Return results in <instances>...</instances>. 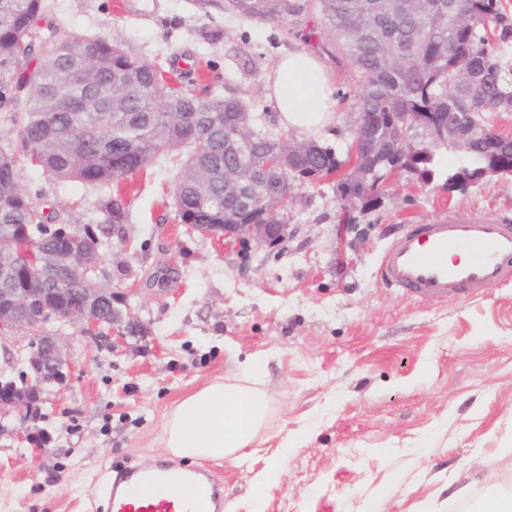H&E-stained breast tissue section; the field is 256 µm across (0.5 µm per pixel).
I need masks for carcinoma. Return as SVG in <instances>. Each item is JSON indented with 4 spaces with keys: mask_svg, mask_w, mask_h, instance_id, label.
<instances>
[{
    "mask_svg": "<svg viewBox=\"0 0 512 512\" xmlns=\"http://www.w3.org/2000/svg\"><path fill=\"white\" fill-rule=\"evenodd\" d=\"M443 0H410L401 10L383 0H275L254 9L248 0H225V10L243 20L281 18L306 8L320 9L336 46L354 67L361 93L359 126L361 164L336 185L342 206L361 212L378 208L385 196L386 173L404 169L422 182L434 177L437 147H458L445 137L434 144L422 132L402 147L393 127L406 117L451 125L469 140L467 161L448 172L444 187L464 192L461 172L476 173L492 163H512V145L494 147L472 134L474 123L489 125L485 115L512 112V65L503 63L504 46L487 39V28L503 24L500 41L512 34L501 0H458L463 26L448 27ZM44 0H0V97L28 90L18 148L0 149V289L24 288L10 244L28 227L27 245L45 249L59 263L60 295H48L53 307L65 306L67 289L79 287L68 272L72 262L62 226L47 217L22 188L21 162L50 175L85 184H101L133 174L163 157L174 172L173 203L181 223L226 224L224 167L252 165L269 154L280 136L258 130L241 158L224 155V138L236 133L233 113L248 112L238 98L201 96L167 82L155 65L127 54L98 37L53 36L46 41L38 23ZM337 152L315 142L294 155L295 177L306 182L339 165ZM104 224H122L123 199L102 207ZM274 221L263 206L242 214L241 224Z\"/></svg>",
    "mask_w": 512,
    "mask_h": 512,
    "instance_id": "obj_1",
    "label": "carcinoma"
}]
</instances>
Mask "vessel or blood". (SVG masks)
Here are the masks:
<instances>
[{
  "instance_id": "b4317fda",
  "label": "vessel or blood",
  "mask_w": 512,
  "mask_h": 512,
  "mask_svg": "<svg viewBox=\"0 0 512 512\" xmlns=\"http://www.w3.org/2000/svg\"><path fill=\"white\" fill-rule=\"evenodd\" d=\"M465 260H458V253ZM381 270L389 284L406 294L440 300L470 297L512 283V222L475 212H455L431 224H411L385 249ZM176 486L190 512H223L221 484L208 471L185 470L162 461L104 476L103 512H177L174 502L157 498L160 486Z\"/></svg>"
}]
</instances>
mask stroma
<instances>
[{
	"label": "stroma",
	"instance_id": "1",
	"mask_svg": "<svg viewBox=\"0 0 512 512\" xmlns=\"http://www.w3.org/2000/svg\"><path fill=\"white\" fill-rule=\"evenodd\" d=\"M44 3L41 27L107 39L182 89L249 102L268 129L279 123L265 74L282 52L316 53L339 99L320 142L346 156L359 86L319 11L240 20L224 0ZM465 160L437 149L433 181L403 174L351 224L334 183L294 185L285 243L229 249L180 224L167 162L104 185L22 166L23 188L63 224H98L101 205L123 194L129 242L102 235L98 271L140 331L113 351L78 325H47L71 375L34 415L0 410V512H92L108 468L168 458L163 424L176 402L243 378L254 358L271 399L263 427L237 461L200 464L222 483L224 512H471L512 489V284L425 301L379 271L406 225L457 210L512 220V176L444 190ZM467 485L472 500L457 498Z\"/></svg>",
	"mask_w": 512,
	"mask_h": 512
}]
</instances>
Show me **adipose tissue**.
Listing matches in <instances>:
<instances>
[{
    "instance_id": "obj_1",
    "label": "adipose tissue",
    "mask_w": 512,
    "mask_h": 512,
    "mask_svg": "<svg viewBox=\"0 0 512 512\" xmlns=\"http://www.w3.org/2000/svg\"><path fill=\"white\" fill-rule=\"evenodd\" d=\"M280 124L314 136L331 126L336 109V82L312 52L284 53L265 77ZM270 397L262 389L217 382L177 402L164 427L166 447L190 460H236L263 426Z\"/></svg>"
}]
</instances>
